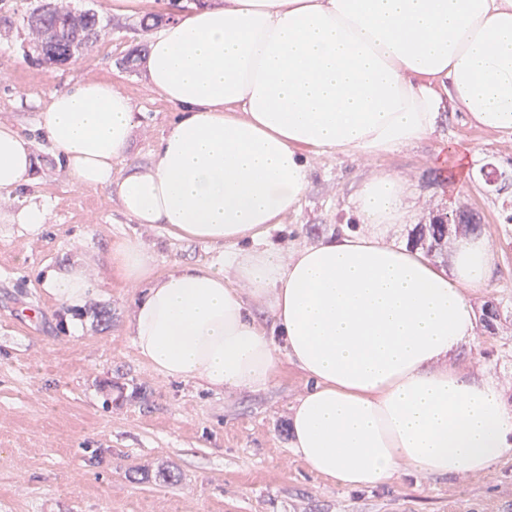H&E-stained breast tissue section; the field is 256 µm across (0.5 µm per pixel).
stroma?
I'll return each mask as SVG.
<instances>
[{
  "label": "stroma",
  "mask_w": 512,
  "mask_h": 512,
  "mask_svg": "<svg viewBox=\"0 0 512 512\" xmlns=\"http://www.w3.org/2000/svg\"><path fill=\"white\" fill-rule=\"evenodd\" d=\"M94 8L111 33L75 62L44 68L26 60L17 31L0 26V121L33 136L52 95L84 81H106L127 95L137 127L126 162L144 164L176 109L150 86L145 63L124 69L148 47L152 29L113 12L109 0H68ZM32 182L0 201V512H512V459L489 473L408 478L386 490L348 491L314 475L288 449L290 408L304 378L281 362L274 384L259 392L212 391L161 377L137 355L129 320L136 296L111 279L112 240L139 239L159 272L210 257L207 246L170 239L124 215L109 190L78 186L43 145ZM409 177L415 192L397 240L413 243L417 225L468 207L480 219L494 271L471 302L500 308L494 329L455 354L465 370L509 383L512 403V135L472 125L454 112L430 138L369 162L324 152L314 156L310 186L284 229L281 252L313 244L353 223L348 199L371 167ZM497 169L500 180L487 184ZM45 206L39 234L12 223L24 200ZM81 258L95 291L67 311L44 292L47 270ZM168 470L172 482H163Z\"/></svg>",
  "instance_id": "obj_1"
}]
</instances>
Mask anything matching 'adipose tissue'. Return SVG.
I'll list each match as a JSON object with an SVG mask.
<instances>
[{
	"instance_id": "ef3b65f1",
	"label": "adipose tissue",
	"mask_w": 512,
	"mask_h": 512,
	"mask_svg": "<svg viewBox=\"0 0 512 512\" xmlns=\"http://www.w3.org/2000/svg\"><path fill=\"white\" fill-rule=\"evenodd\" d=\"M147 74L178 116L120 182L112 163L136 124L111 83L54 93L36 125L77 184L113 188L135 222L213 251L162 274L138 240L112 242L111 275L143 290L138 355L216 391L264 390L293 363L305 387L289 449L344 489L481 475L512 458L500 381L453 361L476 338L469 293L491 276L485 237L460 238L444 269L394 244L410 183L373 170L351 198L359 229L284 257L269 244L313 154L378 159L433 135L449 110L512 133V0H217L154 34ZM33 147L0 122V197L28 182ZM42 287L80 307L91 283L76 261Z\"/></svg>"
}]
</instances>
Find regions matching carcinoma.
I'll return each instance as SVG.
<instances>
[{
  "mask_svg": "<svg viewBox=\"0 0 512 512\" xmlns=\"http://www.w3.org/2000/svg\"><path fill=\"white\" fill-rule=\"evenodd\" d=\"M27 38L21 41L24 57L38 65L63 66L73 62L89 42L109 33V23L93 8L75 11L58 0H39L22 16ZM418 240L442 247L448 235L444 222L416 230Z\"/></svg>",
  "mask_w": 512,
  "mask_h": 512,
  "instance_id": "cac0c4a2",
  "label": "carcinoma"
}]
</instances>
